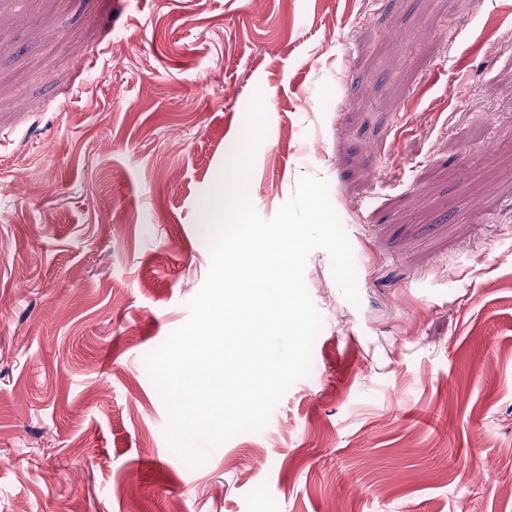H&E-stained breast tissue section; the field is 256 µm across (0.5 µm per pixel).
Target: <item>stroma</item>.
Segmentation results:
<instances>
[{
    "label": "stroma",
    "mask_w": 512,
    "mask_h": 512,
    "mask_svg": "<svg viewBox=\"0 0 512 512\" xmlns=\"http://www.w3.org/2000/svg\"><path fill=\"white\" fill-rule=\"evenodd\" d=\"M248 193L328 181L308 377L189 469L144 365ZM0 512H512V0H0Z\"/></svg>",
    "instance_id": "stroma-1"
}]
</instances>
